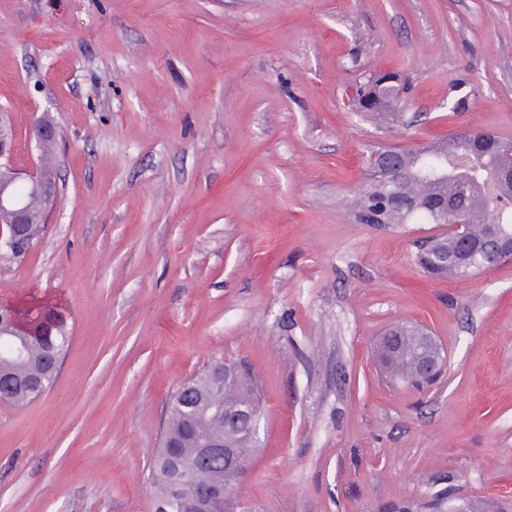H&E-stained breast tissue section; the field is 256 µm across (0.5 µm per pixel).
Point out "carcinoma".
Segmentation results:
<instances>
[{
	"label": "carcinoma",
	"instance_id": "1",
	"mask_svg": "<svg viewBox=\"0 0 512 512\" xmlns=\"http://www.w3.org/2000/svg\"><path fill=\"white\" fill-rule=\"evenodd\" d=\"M399 75L395 72L373 73L357 83L358 106L374 119L393 120L399 91ZM453 150L440 146L417 148L399 157L402 175L387 180L384 173L370 168V180L357 199L359 213L383 216L387 224H409L427 221L432 224H464L467 239L481 243L486 238L488 225L496 224L505 236H512V206L498 204L484 186L465 182L450 171L458 165L457 158L473 160L483 169L499 171L503 179L495 183L498 194L512 197V169L508 155L512 141L489 133L452 138ZM34 223L29 233L39 241L44 221L41 202L27 194ZM425 272L434 277L462 276L454 265L431 269L425 254L418 257ZM27 327L10 341L0 340V390L6 401L24 405L42 395L34 388L42 382L50 387L54 356L67 347L70 340L69 318L65 312L48 304L30 303L24 307ZM419 343L414 331L401 327L399 347L391 354L388 371L406 383L417 384L416 363ZM262 399L261 390L254 381L238 379L224 389V402L229 407L248 406ZM163 440L178 444L176 448H160L148 475L155 489V497L188 500L190 486L199 479L216 487L236 477L235 470L221 463L200 469L197 464L199 445L204 441H223L229 448L244 450L249 447L247 434L240 427L224 426V415L209 412L196 418L187 416L179 392H174L167 407V422Z\"/></svg>",
	"mask_w": 512,
	"mask_h": 512
}]
</instances>
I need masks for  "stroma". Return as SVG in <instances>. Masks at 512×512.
Instances as JSON below:
<instances>
[{
    "label": "stroma",
    "instance_id": "35a3bbf8",
    "mask_svg": "<svg viewBox=\"0 0 512 512\" xmlns=\"http://www.w3.org/2000/svg\"><path fill=\"white\" fill-rule=\"evenodd\" d=\"M378 70L398 122L343 104ZM0 108L21 170L53 122L59 183L0 305L71 327L54 385L0 402V512H153L166 404L215 360L262 391L252 512H512V262L429 276L447 225L352 206L371 147L512 140V0H0ZM398 323L442 349L422 388L375 363Z\"/></svg>",
    "mask_w": 512,
    "mask_h": 512
}]
</instances>
